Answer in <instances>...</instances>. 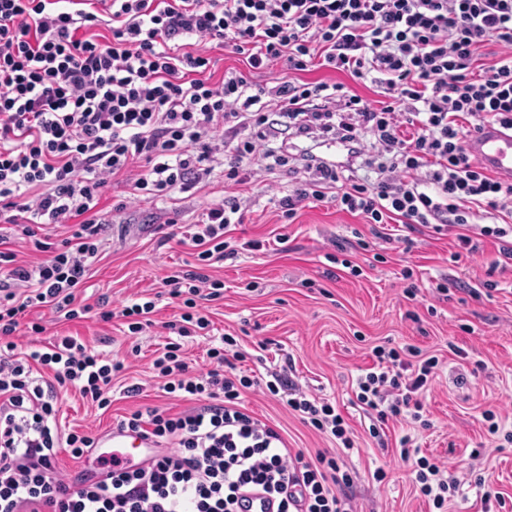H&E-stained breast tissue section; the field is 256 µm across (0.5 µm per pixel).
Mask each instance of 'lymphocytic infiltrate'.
<instances>
[{"label":"lymphocytic infiltrate","mask_w":512,"mask_h":512,"mask_svg":"<svg viewBox=\"0 0 512 512\" xmlns=\"http://www.w3.org/2000/svg\"><path fill=\"white\" fill-rule=\"evenodd\" d=\"M99 26L111 41L94 35ZM187 38L194 51H182ZM213 41L244 56L247 72L214 80ZM489 43L499 57L484 64L478 51ZM318 59L353 80L373 78L383 102L341 83L285 79L268 89L249 77L276 60L298 73ZM487 122L512 129V0H0V215L36 255L0 252V512H238L251 490L277 498L278 512H353L343 456L354 440L328 400L282 373L271 381L238 373L246 354L228 336L209 348L207 369L192 370L181 356L180 338L209 330L205 304L219 294V281L202 270L169 279L186 311L178 341L154 361L165 394L196 408L170 415L147 405L119 423L151 437L144 463L80 482L59 470L61 448L80 459L95 442L78 431L59 437V390L108 408L125 367L72 336L19 358L13 335L33 307L68 320L119 316L134 334L150 326V300L117 311L103 299L76 302L102 243L101 190L137 163L134 196L155 198L209 184L219 166L239 184L265 182L274 166L288 165L297 181L278 201L283 217L329 198L370 224L453 227L455 263L478 253L467 229L482 216V236L512 263V183L465 150ZM328 140L347 146L349 171L318 154ZM363 169L373 182L359 178ZM242 221L233 197L202 213L184 238L199 261L218 262L227 228ZM40 222L72 224L71 239L49 250L35 231ZM375 356L353 389L370 436L391 421L428 427L421 396L438 358H417L410 347H379ZM250 389L280 398L334 448L306 460L277 425L243 407ZM397 453L416 491L447 512L461 486L447 463L421 455L408 435Z\"/></svg>","instance_id":"f902f5d3"}]
</instances>
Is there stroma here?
<instances>
[{
	"instance_id": "stroma-1",
	"label": "stroma",
	"mask_w": 512,
	"mask_h": 512,
	"mask_svg": "<svg viewBox=\"0 0 512 512\" xmlns=\"http://www.w3.org/2000/svg\"><path fill=\"white\" fill-rule=\"evenodd\" d=\"M135 176L132 170L117 175L102 190L106 243L79 297L88 303L104 297L115 307L139 298L154 300L151 326L133 334L118 318L67 321L50 309L34 308L27 319L45 326V333H16L21 352L44 349L58 336L77 337L88 348L124 361L129 382L142 384V395H113L106 410L78 392L61 393L65 427L100 436L144 405L169 414L190 409V402L166 397L152 369L171 339L167 323L181 313L165 280L196 264L193 248L170 232L172 226L195 223L203 210L235 195L247 202L244 221L230 225L224 238L238 255L207 269L224 288L209 304L210 334L183 340L191 365L203 367L211 339L225 334L234 336L247 354L242 369L261 364L275 372L291 363L298 387L329 399L353 429L355 447L344 463L353 473L355 512H434L415 492L409 467L392 450L377 446L368 434V419L351 403L352 385L360 370L374 365L376 347L414 346L422 357L439 360L438 377L422 396L430 426L408 429L388 423V441L411 434L423 455L450 461L462 473L471 465L474 448H490L482 466L494 473L503 497L497 512H512V444L494 451L495 438L483 418L484 411H492L501 431H512V266L493 268L498 253L492 240H485L483 252L456 264L450 260L452 228L439 234L417 229L409 234L411 246L404 248L374 238L364 218L327 200L310 202L287 220L272 201L293 186L284 167L276 168L269 188L215 178L206 187L164 200L131 199ZM363 239L370 241V250L360 248ZM252 240L261 242V249H246ZM353 264L361 268L360 276L350 273ZM448 279L458 280L459 288L437 300L433 286ZM487 281L497 282L499 291L472 297L471 289ZM410 285L416 288L411 299L403 293ZM242 401L254 417L280 426L289 447L310 456L330 447V439L305 426L274 397L248 391ZM380 468L387 473L382 482L373 477Z\"/></svg>"
}]
</instances>
